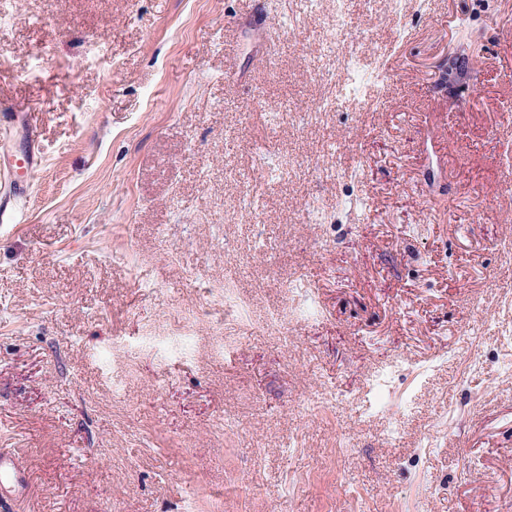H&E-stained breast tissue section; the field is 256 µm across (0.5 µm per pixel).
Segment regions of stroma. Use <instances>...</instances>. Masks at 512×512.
Masks as SVG:
<instances>
[{"label":"stroma","mask_w":512,"mask_h":512,"mask_svg":"<svg viewBox=\"0 0 512 512\" xmlns=\"http://www.w3.org/2000/svg\"><path fill=\"white\" fill-rule=\"evenodd\" d=\"M12 13L0 129L38 113L45 152L0 223L24 512H512V0ZM225 280L246 326L183 323Z\"/></svg>","instance_id":"35a3bbf8"}]
</instances>
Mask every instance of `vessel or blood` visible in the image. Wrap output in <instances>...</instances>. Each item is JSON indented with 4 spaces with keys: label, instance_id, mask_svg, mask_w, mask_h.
<instances>
[{
    "label": "vessel or blood",
    "instance_id": "b4317fda",
    "mask_svg": "<svg viewBox=\"0 0 512 512\" xmlns=\"http://www.w3.org/2000/svg\"><path fill=\"white\" fill-rule=\"evenodd\" d=\"M15 122L26 132L27 145L18 153L0 154V166L7 168L10 178L0 184V222L20 223L30 202V174L44 162V153L36 135V113L17 109ZM28 493V482L20 452L0 451V512H17Z\"/></svg>",
    "mask_w": 512,
    "mask_h": 512
}]
</instances>
